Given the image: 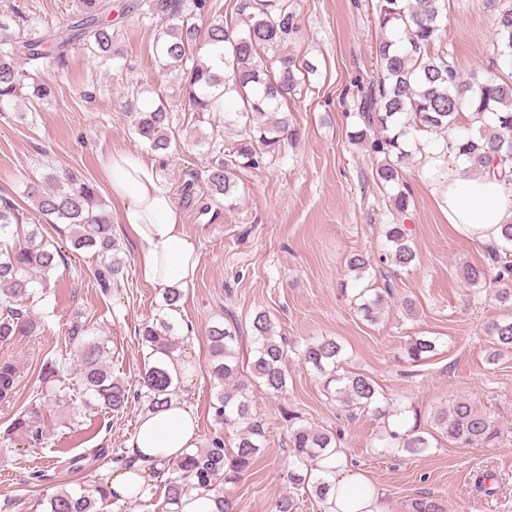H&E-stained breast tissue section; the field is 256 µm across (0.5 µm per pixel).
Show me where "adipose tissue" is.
Segmentation results:
<instances>
[{"label": "adipose tissue", "instance_id": "adipose-tissue-1", "mask_svg": "<svg viewBox=\"0 0 512 512\" xmlns=\"http://www.w3.org/2000/svg\"><path fill=\"white\" fill-rule=\"evenodd\" d=\"M426 168H444L429 186L451 227L481 242L498 241L504 225L512 224V182L492 169L471 172L464 157L444 154L421 141L416 152ZM106 189L120 205V222L139 244L143 280L159 290L184 288L195 280L199 256L187 233L178 205L153 165L129 152H115L104 164ZM198 445L196 417L186 402L173 399L163 410L140 419L132 442L135 470L113 467L108 488L123 498L139 496L147 483L152 457L174 462ZM334 512H386L380 494L358 471L339 466Z\"/></svg>", "mask_w": 512, "mask_h": 512}]
</instances>
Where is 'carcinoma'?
Masks as SVG:
<instances>
[{"mask_svg": "<svg viewBox=\"0 0 512 512\" xmlns=\"http://www.w3.org/2000/svg\"><path fill=\"white\" fill-rule=\"evenodd\" d=\"M494 14L497 43L491 66H512V0H498ZM207 8V0H144L136 10L156 21L161 36L156 42L158 60L164 70H176L181 76L190 111L199 122L206 116L224 113V125L240 126L238 139L224 144L219 130L204 135L211 147L207 176V195L235 200L237 172L260 167L266 156L280 151L284 142L298 139L299 131L290 124L281 108L310 88V77L318 68L284 49L298 29L297 17L288 0H237L234 11L239 24L213 20L207 30L205 45L209 59L194 53L197 29L194 14ZM450 0H377L376 25L381 36L375 47L379 77L362 95L359 116L366 132L374 129L371 141L374 153L383 156L375 175L384 186L397 188L394 209L407 210L410 192L403 183V167L412 157L415 131L433 133L447 152L465 155L474 165L489 164L512 172V82L496 78L490 72L465 78L460 66L448 53L436 48V42L448 31ZM111 0H79L75 20L63 29L39 40H25L16 35L11 18L0 16V108L10 105L32 90L43 100L52 88L45 74L67 67L69 47L82 46L94 55L112 52ZM169 116L161 104L136 119L138 135L153 151L170 148ZM33 208L49 222L65 224L75 250H92L103 260L98 274L99 286L109 292L112 282L124 274L125 261L112 233V224L99 212L94 186L72 175L49 173L29 187ZM24 223V212L9 199H0V346L18 336H28L41 329L24 306L36 288L46 290L52 274L63 262V252L48 242L36 241V233L24 235V243H15V227ZM390 260L406 268L416 259L413 243L401 224H389L385 230ZM496 269L489 275L484 268L468 267L465 278L470 285L489 283L496 299L512 307V224L503 225L501 242L489 252ZM347 265L355 280L371 279L373 269L368 257L352 254ZM390 296V288H375L369 283L354 289L352 300L364 320L376 322ZM183 293L179 288L165 291L161 314L138 330L145 348L144 373L133 389L112 377L106 365L105 341L94 335L85 321L75 320L68 329L80 362L79 382L90 402L119 413L136 401L144 411H156L177 395V386L167 370V361L175 360L182 338L176 335V323L169 312L178 307ZM251 379H241L237 323L227 320L209 330L210 358L208 372L214 394L210 408L214 420L239 427L235 448L224 447L216 435L204 447L186 452L174 463L177 476L164 487L163 500L150 498L139 506L158 508L161 512H180L182 500L192 492L213 494L215 512H235L234 502L224 497L220 483L241 480L252 466L264 443L263 424L252 411L250 388L263 386L271 394L286 390L287 345L277 334L275 323L264 311L255 315ZM487 335L493 350L488 361L495 362L503 349L512 348V320L494 322ZM432 336H415L405 345V357L411 364L426 359L437 350ZM342 345L332 337H321L295 349L299 360L321 380L327 396L351 418L368 413L379 418L412 414L413 424L406 428L398 422L381 432L384 447L397 455L422 456L432 448L427 432L421 430V411L413 405L391 407L383 403L376 382L361 373L340 372ZM16 368L0 364V398L11 391ZM292 420L290 441L291 469L288 480L304 489L320 504L335 487L336 452L340 448L329 430L304 423L296 414ZM434 422L448 441L461 448H495L508 427L494 410L468 399L452 402L437 413ZM9 434L35 444L43 436L34 412L16 418ZM106 449H97L93 459L73 457L70 468L82 472L92 467ZM47 512H103L114 506L124 512L118 495L99 482L91 493L62 488L47 498ZM410 512H445L440 499L429 493L410 503Z\"/></svg>", "mask_w": 512, "mask_h": 512, "instance_id": "carcinoma-1", "label": "carcinoma"}]
</instances>
